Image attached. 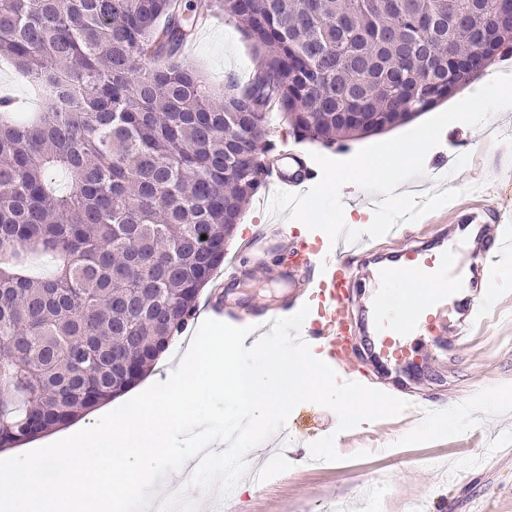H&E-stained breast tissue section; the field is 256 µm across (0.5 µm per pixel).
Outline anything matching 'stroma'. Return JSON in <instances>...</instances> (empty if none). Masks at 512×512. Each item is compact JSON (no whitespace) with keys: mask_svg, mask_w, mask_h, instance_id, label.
<instances>
[{"mask_svg":"<svg viewBox=\"0 0 512 512\" xmlns=\"http://www.w3.org/2000/svg\"><path fill=\"white\" fill-rule=\"evenodd\" d=\"M184 65L216 86L252 67V48L238 24L217 15L194 38L182 57ZM495 78L488 86L474 80L464 85L419 119L392 130L333 146L295 141L283 119L271 121L274 143L296 145L303 159L318 174L332 164L352 166L382 150L390 142L429 129L438 137L436 148L425 154L416 175L432 176V168L446 161L445 180L417 212L408 235L434 237L441 227L464 224L465 203L482 207L481 223L512 231V55L490 68ZM483 104L484 120L472 124L468 100ZM281 205L268 194L247 206L239 231L227 240L225 258L239 257L247 274L234 287L235 297L264 305L285 287L273 278L280 261L267 256V270L253 267L242 253L244 238L255 225L281 213ZM456 333L454 321L442 322L437 332L422 337L419 357L424 379L422 391L446 403L449 415L459 406L474 408L470 425L449 426L446 433L426 437L422 424L410 422L398 434L380 438L377 452L315 466L311 442L332 433L338 420L331 410L299 404L287 425L293 442L266 463L262 492L232 495L233 512H332L346 504V512H363L364 492L378 481L388 489L380 512H404L409 501H422L426 512H512V284L501 290V302L492 308L478 349L459 347L449 354L444 343Z\"/></svg>","mask_w":512,"mask_h":512,"instance_id":"1","label":"stroma"}]
</instances>
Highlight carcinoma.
<instances>
[{
    "label": "carcinoma",
    "mask_w": 512,
    "mask_h": 512,
    "mask_svg": "<svg viewBox=\"0 0 512 512\" xmlns=\"http://www.w3.org/2000/svg\"><path fill=\"white\" fill-rule=\"evenodd\" d=\"M207 0L253 42L249 87L180 64L182 0H0V56L41 112L0 99V451L122 394L195 316L224 236L264 188L267 115L326 145L446 99L512 53V0Z\"/></svg>",
    "instance_id": "carcinoma-1"
}]
</instances>
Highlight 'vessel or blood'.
Instances as JSON below:
<instances>
[{
    "label": "vessel or blood",
    "instance_id": "obj_1",
    "mask_svg": "<svg viewBox=\"0 0 512 512\" xmlns=\"http://www.w3.org/2000/svg\"><path fill=\"white\" fill-rule=\"evenodd\" d=\"M314 176V170H301L294 153L283 150L277 166L267 171V183L283 207L295 212L304 204L302 189ZM427 201V194H409L406 208L389 224L369 228L336 225L324 245L299 238L284 218L257 225L245 243L255 260H262L274 249L302 257L304 266L289 269L288 292L272 306L249 310L228 300L213 306L214 315L251 321L258 334L264 335L270 332L279 313L293 308L296 302L307 303L315 310L317 319L314 325L302 327L303 338L324 353L327 363L349 381L363 379L352 367L351 341L356 336L367 340L377 363L416 361L418 351L411 343L412 338L437 330L462 284V266L453 250L434 251L421 239H405L406 226ZM479 254L488 273H495L499 260L512 256V234L497 233L486 246L480 247ZM374 255L381 261L376 279L382 291L374 295L368 315L361 321L351 307L350 274L354 265ZM408 278L425 283L426 289L415 299L413 313L404 319L398 308L393 307L387 291ZM495 298V289L486 288L469 300L462 311L463 342L471 341L473 329Z\"/></svg>",
    "mask_w": 512,
    "mask_h": 512
}]
</instances>
